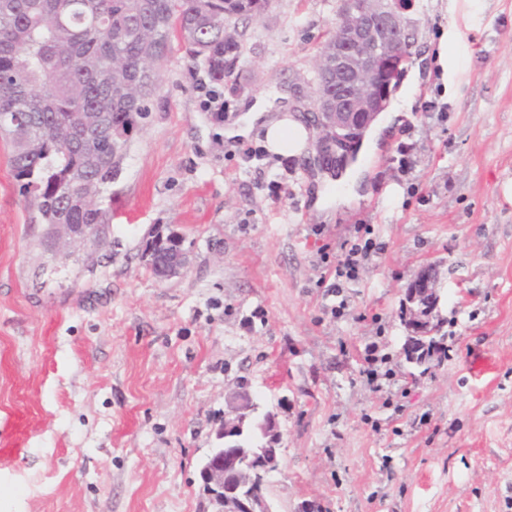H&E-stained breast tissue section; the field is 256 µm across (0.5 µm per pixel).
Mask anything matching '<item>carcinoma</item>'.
I'll list each match as a JSON object with an SVG mask.
<instances>
[{"label":"carcinoma","mask_w":512,"mask_h":512,"mask_svg":"<svg viewBox=\"0 0 512 512\" xmlns=\"http://www.w3.org/2000/svg\"><path fill=\"white\" fill-rule=\"evenodd\" d=\"M269 0H0V115H20L0 136L11 145V166L33 223L44 226L39 246L50 252L53 224L104 225L101 198L126 155V135L148 112L159 82L156 63L178 33L193 61L214 80L231 75L243 55L237 21L259 16ZM102 244L91 241L79 269L101 264ZM448 319L433 306L429 319L403 345L405 361L427 371L448 357ZM257 426L224 434V455L257 475L266 471L239 448H265Z\"/></svg>","instance_id":"cac0c4a2"}]
</instances>
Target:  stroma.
<instances>
[{"label":"stroma","instance_id":"1","mask_svg":"<svg viewBox=\"0 0 512 512\" xmlns=\"http://www.w3.org/2000/svg\"><path fill=\"white\" fill-rule=\"evenodd\" d=\"M340 4L271 0L240 23L244 53L221 81L172 39L103 200L112 258L94 273L40 253L0 139V512H213L200 471L240 376L252 422L272 412L281 434L273 512H512V0H480L469 26L463 0H415L419 80L401 76L389 99H409V118L380 115L356 183L324 184L315 147L288 156L276 201L242 160L261 135L236 130L258 100L310 124ZM455 22L450 93L435 56ZM402 143L416 146L408 173ZM325 189L337 203L321 211ZM357 224L386 248L344 282L335 319L320 257ZM157 235L190 252L179 277L153 273ZM427 266L450 352L422 373L400 307ZM371 341L398 379L387 407L359 373Z\"/></svg>","mask_w":512,"mask_h":512}]
</instances>
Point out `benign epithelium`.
I'll use <instances>...</instances> for the list:
<instances>
[{"mask_svg": "<svg viewBox=\"0 0 512 512\" xmlns=\"http://www.w3.org/2000/svg\"><path fill=\"white\" fill-rule=\"evenodd\" d=\"M413 0H346L336 25L334 49L319 57L316 71L323 77L322 92L313 94L314 121L322 131L317 142L319 158L336 163L340 170L356 155L367 129L385 111L392 86L410 55L404 54L416 20ZM87 229L80 224H59L55 250L83 249ZM189 265L187 252L168 247L157 263L160 277L179 276ZM437 279L422 273L410 299L424 310L436 296ZM253 402L250 389L237 385L224 411V433L242 427L244 411ZM224 449L215 448L201 469L204 484L225 512H271L264 497L224 496Z\"/></svg>", "mask_w": 512, "mask_h": 512, "instance_id": "obj_1", "label": "benign epithelium"}]
</instances>
